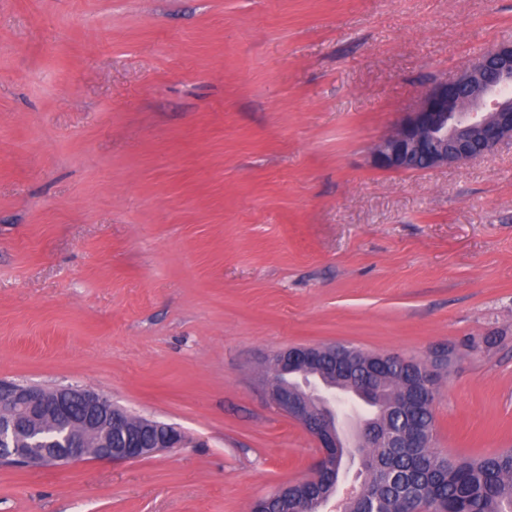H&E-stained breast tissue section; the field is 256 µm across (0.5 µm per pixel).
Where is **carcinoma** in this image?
Returning a JSON list of instances; mask_svg holds the SVG:
<instances>
[{
	"label": "carcinoma",
	"mask_w": 512,
	"mask_h": 512,
	"mask_svg": "<svg viewBox=\"0 0 512 512\" xmlns=\"http://www.w3.org/2000/svg\"><path fill=\"white\" fill-rule=\"evenodd\" d=\"M422 364L395 363L367 403L364 419L379 436L363 454L369 458L361 491L343 512H512V449L473 457H449L431 448L433 411L409 408L403 402L421 389ZM415 424L428 435L417 448H391L390 429ZM332 486L323 478L310 486L279 487L262 498L265 512H320Z\"/></svg>",
	"instance_id": "1"
}]
</instances>
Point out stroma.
Here are the masks:
<instances>
[{
	"label": "stroma",
	"mask_w": 512,
	"mask_h": 512,
	"mask_svg": "<svg viewBox=\"0 0 512 512\" xmlns=\"http://www.w3.org/2000/svg\"><path fill=\"white\" fill-rule=\"evenodd\" d=\"M512 39V0H0V381L81 385L188 443L0 466V512H250L320 450L267 360L428 363L432 446L512 448V146H374Z\"/></svg>",
	"instance_id": "stroma-1"
}]
</instances>
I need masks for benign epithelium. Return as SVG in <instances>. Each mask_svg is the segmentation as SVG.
Returning <instances> with one entry per match:
<instances>
[{
    "label": "benign epithelium",
    "instance_id": "7a95c632",
    "mask_svg": "<svg viewBox=\"0 0 512 512\" xmlns=\"http://www.w3.org/2000/svg\"><path fill=\"white\" fill-rule=\"evenodd\" d=\"M512 140V40L485 50L451 80L434 83L372 150L375 167L415 172L478 161ZM335 344L295 347L270 358L272 403L315 438L325 459L338 448H365L373 432L363 420L340 427V394L365 398L374 392L393 357L368 355L366 371L341 389L329 381L350 363ZM175 427L134 418L107 397L78 385L43 388L0 381V461L55 467L93 457L114 461L180 448Z\"/></svg>",
    "mask_w": 512,
    "mask_h": 512
}]
</instances>
